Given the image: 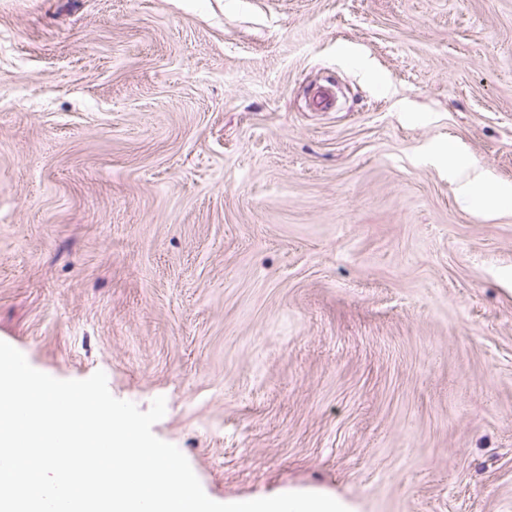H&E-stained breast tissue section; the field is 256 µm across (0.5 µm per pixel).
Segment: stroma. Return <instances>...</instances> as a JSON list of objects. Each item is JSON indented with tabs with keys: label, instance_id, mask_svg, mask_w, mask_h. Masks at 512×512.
Wrapping results in <instances>:
<instances>
[{
	"label": "stroma",
	"instance_id": "obj_1",
	"mask_svg": "<svg viewBox=\"0 0 512 512\" xmlns=\"http://www.w3.org/2000/svg\"><path fill=\"white\" fill-rule=\"evenodd\" d=\"M456 161H449V153ZM512 0H0V341L214 500L512 512Z\"/></svg>",
	"mask_w": 512,
	"mask_h": 512
}]
</instances>
